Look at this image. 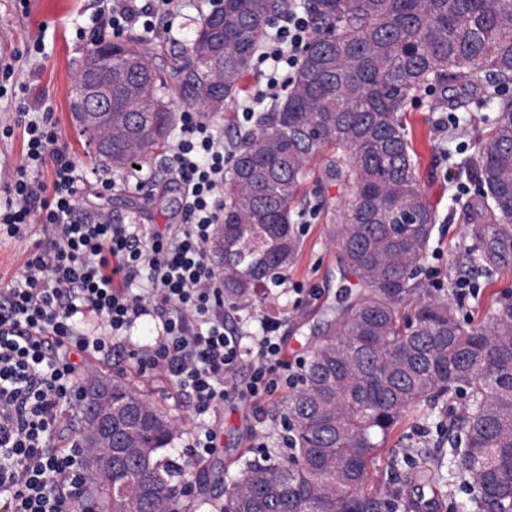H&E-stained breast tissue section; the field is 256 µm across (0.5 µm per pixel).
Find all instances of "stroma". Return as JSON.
Listing matches in <instances>:
<instances>
[{"label": "stroma", "instance_id": "stroma-1", "mask_svg": "<svg viewBox=\"0 0 512 512\" xmlns=\"http://www.w3.org/2000/svg\"><path fill=\"white\" fill-rule=\"evenodd\" d=\"M100 3L101 0H29L23 8L17 0H0V33L13 36L17 51L25 41H44V56L19 59L16 75L27 84L29 100H49L58 128L57 147L73 158L84 179L82 212L102 213L119 222L181 223L180 189L167 165L166 152L149 156L142 164V176L156 186L153 197L147 199L127 188L130 172L111 171L96 159L70 123L71 90L91 45L90 40L77 39L75 32L87 25ZM210 10L208 0H187L177 12L172 29L157 26L148 35L153 62L167 70L181 63L193 31ZM258 86L257 72H250L230 108L204 113V120L223 133L225 141L239 142L242 135L251 131V124L242 118L241 106ZM468 95L467 102L451 110L445 103L446 91L421 94L409 103L402 121L419 156L421 185L438 216L431 250L419 278L429 294L448 298L461 318L474 319L489 304L492 294L512 290V248L496 247L487 263L474 259L470 253L476 240H491L494 226L485 211L473 205L476 182L471 166L455 151L458 144L470 145L484 138L490 127L488 111L476 110L472 103L473 98L479 97V90H469ZM452 113L467 120L453 135L448 132V116ZM330 158L331 153L326 150L313 159L315 176L302 186L293 204L299 214L297 222L303 230L304 247L296 263L288 268L287 281L282 287L268 290L262 301L248 308L257 318L270 308L281 310L279 334L284 340V358L293 366L307 359L326 328L327 308L341 302L345 288L353 283L352 277L341 270L337 248L326 239V226L335 220L334 207L345 196L341 182L328 172ZM41 235L40 224L33 223L22 237L0 241V284L9 283L19 273L24 250ZM464 279L470 281L474 291L462 297L457 287ZM95 370L120 377L147 394L181 427L169 456L182 464L194 458L191 429L185 424L194 405L172 379L162 374L138 373L127 345L121 343L114 346L111 363L96 365ZM288 392L283 385L267 400L243 401L231 396L210 412L207 421L216 438L214 448L205 456L206 486L185 497L186 512H203L201 504L205 501L221 505L224 489L237 476L243 460L259 461L266 449L283 447L287 432L279 409ZM402 432L403 441L371 467L369 491L386 501H399L398 512H449L451 503L466 498L461 477L453 474L428 485L418 478L420 470L432 465L443 434L431 418L421 414L411 416Z\"/></svg>", "mask_w": 512, "mask_h": 512}]
</instances>
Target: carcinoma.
I'll list each match as a JSON object with an SVG mask.
<instances>
[{
    "instance_id": "cac0c4a2",
    "label": "carcinoma",
    "mask_w": 512,
    "mask_h": 512,
    "mask_svg": "<svg viewBox=\"0 0 512 512\" xmlns=\"http://www.w3.org/2000/svg\"><path fill=\"white\" fill-rule=\"evenodd\" d=\"M310 49L291 91L266 105L256 129L237 146L224 199V300L246 305L303 245L292 204L310 162L335 150L330 171L348 199L327 239L358 291L319 337L288 394L293 426L285 459L247 461L224 497V512H393L366 490L370 466L410 413L439 419L448 401L465 399L448 450L425 483L457 471L467 499L458 512H512V292L480 322L462 321L448 301L419 299L416 271L426 261L437 214L421 186L418 159L402 122L416 95L449 82L478 88V108L496 116L475 149L482 208L497 241H512V0H308ZM288 0H224L208 13L191 44L219 32L218 71L191 56L174 75L183 99L204 103L219 92L229 107L242 91L266 28ZM148 41L117 39V55L140 59L126 86L112 92L128 134L112 153L131 166L163 149L175 132L165 102L171 86L149 59ZM118 400L146 416L138 444L151 451L144 471L135 449L98 472L83 512H182L167 495L188 469L167 455L177 427L169 415L122 379Z\"/></svg>"
}]
</instances>
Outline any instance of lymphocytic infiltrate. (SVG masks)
<instances>
[{"label":"lymphocytic infiltrate","instance_id":"lymphocytic-infiltrate-1","mask_svg":"<svg viewBox=\"0 0 512 512\" xmlns=\"http://www.w3.org/2000/svg\"><path fill=\"white\" fill-rule=\"evenodd\" d=\"M174 2L160 0L161 10L172 11ZM158 11L121 0L94 33L118 36L135 23L153 31ZM312 34L310 19L292 13L264 36L265 88L255 103L287 86ZM181 121L169 164L186 194L185 221L159 229L78 217L81 177L70 155L56 148L51 113L33 121L22 105L15 114L27 149L0 185V237H18L32 223L41 224L43 237L0 288V512H79L85 465L77 440L67 435L65 410L94 363L111 360L113 340L143 318L155 325V343L130 356L140 371L169 376L195 400L194 447L212 448L204 416L228 391L255 401L278 390L286 367L278 315L264 316L252 337L227 328L224 274L211 258L232 152L199 113L183 112ZM246 358L252 373L243 381L238 368Z\"/></svg>","mask_w":512,"mask_h":512}]
</instances>
